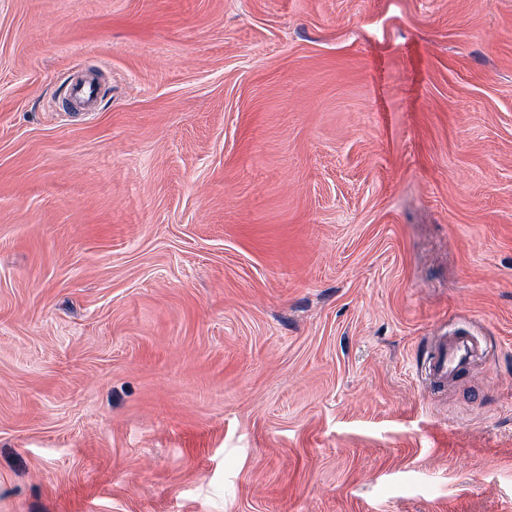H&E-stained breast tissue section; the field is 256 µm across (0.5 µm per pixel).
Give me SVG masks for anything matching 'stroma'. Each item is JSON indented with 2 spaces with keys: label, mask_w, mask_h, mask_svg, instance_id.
<instances>
[{
  "label": "stroma",
  "mask_w": 512,
  "mask_h": 512,
  "mask_svg": "<svg viewBox=\"0 0 512 512\" xmlns=\"http://www.w3.org/2000/svg\"><path fill=\"white\" fill-rule=\"evenodd\" d=\"M0 512H512V0H0ZM99 97V85L94 75L89 72L82 76L81 79L72 81L66 91L63 99L74 104L80 105L81 108L95 109V105ZM478 348L479 344L472 336H445L430 357L429 374L440 380H456L459 374L466 371L471 357Z\"/></svg>",
  "instance_id": "stroma-1"
}]
</instances>
